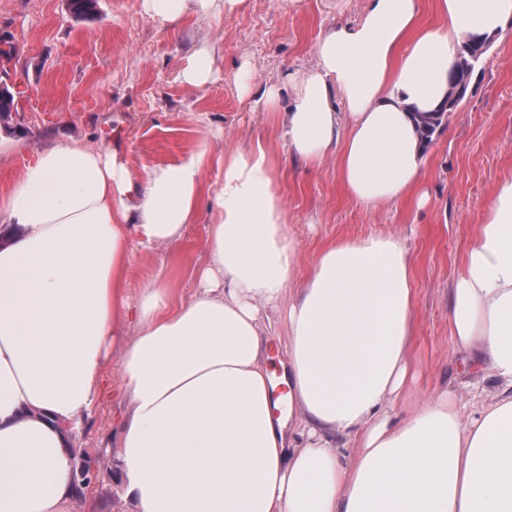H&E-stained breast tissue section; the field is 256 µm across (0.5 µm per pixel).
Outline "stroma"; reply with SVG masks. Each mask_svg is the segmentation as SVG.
I'll use <instances>...</instances> for the list:
<instances>
[{
  "label": "stroma",
  "mask_w": 512,
  "mask_h": 512,
  "mask_svg": "<svg viewBox=\"0 0 512 512\" xmlns=\"http://www.w3.org/2000/svg\"><path fill=\"white\" fill-rule=\"evenodd\" d=\"M365 6L366 0H243L232 12L187 15L172 36L143 12L141 0H98L97 15L87 20L73 17L68 0H0V46L13 49L5 80L25 93L20 115L0 123V136L26 145L0 157V192L20 179L28 152L59 139L116 149L138 176L202 149L218 159L267 141L278 158L287 231L298 247L297 276L343 237L391 234L408 249L416 309L410 374L398 403L405 414L448 389L466 403L482 392L476 373L452 366L448 302L474 224L512 178V25L476 65L466 98L429 146L427 204L372 208L345 195L335 157L311 164L283 150L290 94L274 112L256 104L281 74L313 66L321 33L356 20ZM199 50L209 52L212 76L191 85L182 72ZM212 222L205 198L180 243L135 248L129 297L138 299L161 275L177 301H192L197 273L209 262ZM133 333L130 325L116 332L102 366L105 394L76 433L81 447L117 446L112 429L124 405L114 392L121 350ZM113 465L106 459L97 482L85 489V512H128L112 481Z\"/></svg>",
  "instance_id": "stroma-1"
}]
</instances>
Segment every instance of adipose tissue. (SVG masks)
<instances>
[{
	"instance_id": "ef3b65f1",
	"label": "adipose tissue",
	"mask_w": 512,
	"mask_h": 512,
	"mask_svg": "<svg viewBox=\"0 0 512 512\" xmlns=\"http://www.w3.org/2000/svg\"><path fill=\"white\" fill-rule=\"evenodd\" d=\"M242 0H142L161 28ZM367 0L328 28L292 89L282 144L335 155L345 193L370 207L409 199L427 151L417 115L448 96L456 48L512 21V0ZM206 151L136 176L110 150L56 141L0 195V512H82L73 433L101 395L106 344L132 322L118 393V480L130 512H512V180L496 190L450 290L454 353L491 399L469 416L451 393L396 411L414 330V269L390 235L336 240L296 280L276 159L262 142ZM211 198L209 264L196 297L163 280L125 291L134 246L175 244ZM288 326V396L264 365L269 308ZM298 406L295 441L282 404Z\"/></svg>"
}]
</instances>
